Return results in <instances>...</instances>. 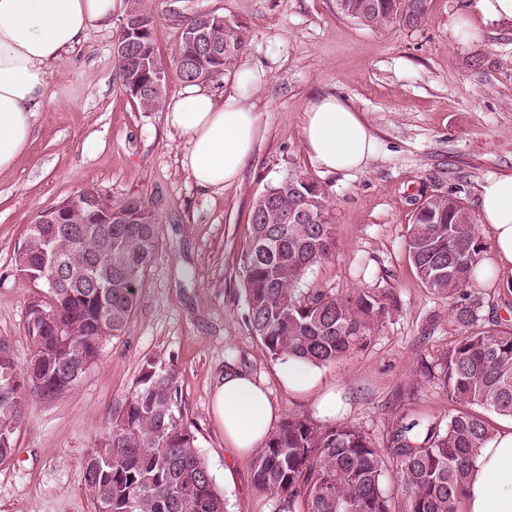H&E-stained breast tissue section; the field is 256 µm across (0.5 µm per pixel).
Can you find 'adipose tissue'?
I'll list each match as a JSON object with an SVG mask.
<instances>
[{
    "label": "adipose tissue",
    "mask_w": 512,
    "mask_h": 512,
    "mask_svg": "<svg viewBox=\"0 0 512 512\" xmlns=\"http://www.w3.org/2000/svg\"><path fill=\"white\" fill-rule=\"evenodd\" d=\"M114 0H0V173L23 156L39 112L47 109L48 71L93 24L111 20ZM512 24V0H472L456 23L460 35ZM265 72L239 70L223 102L200 86L185 85L165 105L166 122L184 140L182 165L197 187L219 191L240 181L254 152L259 116L250 102ZM302 145L321 170H365L377 143L359 112L325 94L303 109ZM478 222L488 236L494 271L512 281V175L487 179L479 189ZM288 391L310 394L319 416L342 406L335 388L322 385L315 367L289 361L282 373ZM213 410L233 454L254 452L277 420L270 393L251 376L230 370L213 396ZM464 512H512V424L478 449L470 468Z\"/></svg>",
    "instance_id": "ef3b65f1"
}]
</instances>
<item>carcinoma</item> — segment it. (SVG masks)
<instances>
[{"label": "carcinoma", "instance_id": "1", "mask_svg": "<svg viewBox=\"0 0 512 512\" xmlns=\"http://www.w3.org/2000/svg\"><path fill=\"white\" fill-rule=\"evenodd\" d=\"M431 0H334L336 15L370 28L417 26ZM137 25L119 38L136 39L150 62L160 60L153 17L136 7ZM203 25L221 47L219 55L196 58L195 46L179 40L169 60L187 83L203 75L233 71L248 41L244 23L216 12L188 18L183 27ZM123 90L144 112L161 108L164 91L136 94L148 80L128 61L116 59ZM256 200L250 232L240 254L239 277L247 295V321L274 360L317 367L364 346L394 309L386 294L356 289L346 294L303 287L309 272L331 254L334 224L323 186L295 174L266 188ZM112 207L135 213L150 209L131 197ZM308 205L311 224H292L278 215ZM158 225L114 224L105 239L89 225L33 221L18 246L14 271L37 290L27 320L31 358L20 369L0 348V464L9 461L15 436L33 402L72 391L121 336L133 316L148 268L158 251ZM406 250L422 284L453 300L452 316L464 336L440 356V381L448 398L512 417V324L481 323L483 298L471 290L487 275L480 236L469 207L452 194L431 195L415 210ZM56 288L39 292L42 281ZM494 429L479 413L458 412L446 429L412 420L392 438L400 459L397 474L405 512H458L477 449ZM254 481L281 495L288 512H392L383 492L382 453L348 422L317 424L292 415L271 433L253 458ZM93 512H224V497L202 459L196 437L184 423L175 378L159 357L145 359L125 407L112 414L102 447L90 449L80 466ZM300 510H295V507Z\"/></svg>", "mask_w": 512, "mask_h": 512}]
</instances>
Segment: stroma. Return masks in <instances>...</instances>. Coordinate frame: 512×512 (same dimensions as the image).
<instances>
[{
	"label": "stroma",
	"instance_id": "35a3bbf8",
	"mask_svg": "<svg viewBox=\"0 0 512 512\" xmlns=\"http://www.w3.org/2000/svg\"><path fill=\"white\" fill-rule=\"evenodd\" d=\"M138 3L154 15L164 58L197 13L217 11L247 26L236 64L266 76L251 99L260 131L240 183L197 188L164 112L142 111L123 92L113 48ZM469 3L431 0L414 28L371 29L337 17L334 0H118L111 24L89 29L51 68L52 103L17 166L0 174V347L20 366L31 354V290L13 265L40 211L87 190L138 196L156 212L159 250L124 335L73 392L35 404L18 430L11 462L0 465V512H92L80 464L102 445L109 419L154 356L174 371L184 420L225 512H283L281 496L256 487L252 455L230 459L212 401L234 368L270 391L279 419L316 416L312 396L284 388L282 361L252 334L238 277L256 198L295 173L326 189L335 225L332 255L314 267L307 287L369 288L396 303L364 347L319 371L342 393L340 421L384 449L382 487L392 512H405L399 460L388 452L395 429L413 419L444 427L460 409L424 375L461 330L448 299L424 288L408 259L412 215L424 197L448 193L477 211L480 185L512 174V25L457 40L452 22ZM327 93L351 104L377 141L364 171L323 173L303 148V107Z\"/></svg>",
	"mask_w": 512,
	"mask_h": 512
}]
</instances>
